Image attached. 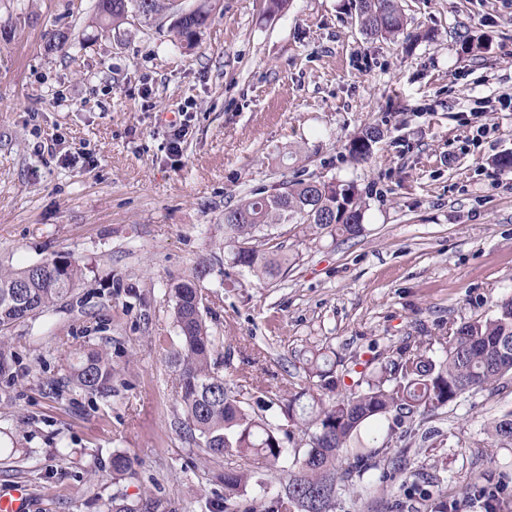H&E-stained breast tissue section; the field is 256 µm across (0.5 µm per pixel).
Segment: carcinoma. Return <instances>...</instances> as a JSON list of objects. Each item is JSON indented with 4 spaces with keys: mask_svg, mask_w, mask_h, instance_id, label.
<instances>
[{
    "mask_svg": "<svg viewBox=\"0 0 512 512\" xmlns=\"http://www.w3.org/2000/svg\"><path fill=\"white\" fill-rule=\"evenodd\" d=\"M216 0H201L196 9L180 11L176 0H96L98 20L120 26L131 20L150 24L166 17L170 32L181 46L192 49L197 35L211 20ZM361 30L369 36L390 38L404 27L399 0H354ZM378 131L369 129L352 139L348 154L355 161L368 159ZM364 203L350 183L296 178L274 188L253 191L234 207L224 209V243L230 262L261 278L278 277L288 258L274 257L255 245L257 234L278 224H307L330 234L354 236L360 232ZM207 266L191 277L169 285L180 345L171 356L178 374L184 419L193 439L205 452L251 456L262 472L286 475L282 490L246 512H336L338 497L354 486L357 478L374 467L375 451L353 447L369 422L394 414L383 450L393 442L408 443L412 431L405 428L418 418L455 402L467 392L483 391L512 374V298L495 303L494 315L466 321L443 337L444 357L429 355L431 340L404 343L391 350L378 366L364 363L358 378L345 393L324 399L344 385L336 375V362L320 352L307 359L309 375L318 379L317 390L290 389L269 397L267 409L287 425H275L250 411L240 394L231 390L214 361L215 337L206 324V306L200 281ZM79 279L68 260L54 257L19 270L0 271V330L33 319L67 299ZM69 383L87 393L112 389V364L107 354L89 349L80 354L69 372ZM304 445L300 457H288L285 443ZM483 443L512 447V410L487 424ZM401 484L417 490L418 472L396 462ZM253 473L224 472V499L246 492ZM151 498L134 505L112 502L111 512H156Z\"/></svg>",
    "mask_w": 512,
    "mask_h": 512,
    "instance_id": "1",
    "label": "carcinoma"
}]
</instances>
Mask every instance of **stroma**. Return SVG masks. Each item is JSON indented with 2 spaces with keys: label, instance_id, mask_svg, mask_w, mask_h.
<instances>
[{
  "label": "stroma",
  "instance_id": "stroma-1",
  "mask_svg": "<svg viewBox=\"0 0 512 512\" xmlns=\"http://www.w3.org/2000/svg\"><path fill=\"white\" fill-rule=\"evenodd\" d=\"M350 0H221L195 48L168 26L96 23L95 0H0V270L62 256L81 270L72 297L0 332V490L27 485L32 512H109L113 499L158 500V512H244L281 488L263 475L234 502L228 469L251 458L208 455L180 430L179 344L168 286L202 282L219 372L256 414L268 392L309 385L304 360L338 368L391 347L447 335L512 297V0H401L394 39L360 29ZM62 47L49 49L54 34ZM480 36L483 52L464 51ZM184 114L180 154L166 121ZM497 130L476 143L484 122ZM381 137L364 162L349 141ZM296 176L354 184L367 207L358 236L280 224L285 277L264 284L231 267L224 209ZM166 345H158V337ZM103 347L112 389L67 382L76 350ZM512 409V375L438 410L442 433L404 458L447 477L504 488L512 448L482 445ZM131 466L112 472V457ZM391 459L342 494L336 512H431L392 489Z\"/></svg>",
  "mask_w": 512,
  "mask_h": 512
}]
</instances>
